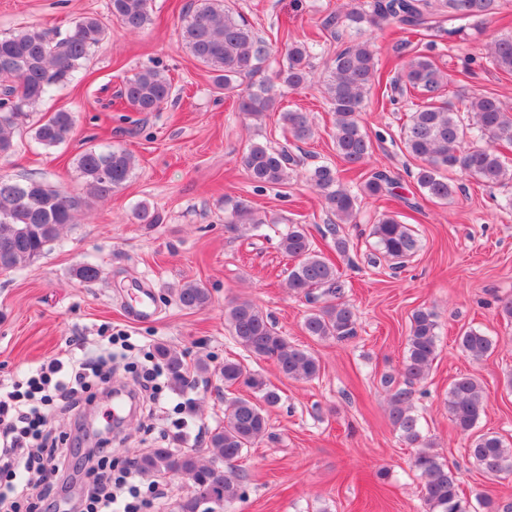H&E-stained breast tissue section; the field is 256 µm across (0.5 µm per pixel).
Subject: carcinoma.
<instances>
[{
  "instance_id": "obj_1",
  "label": "carcinoma",
  "mask_w": 512,
  "mask_h": 512,
  "mask_svg": "<svg viewBox=\"0 0 512 512\" xmlns=\"http://www.w3.org/2000/svg\"><path fill=\"white\" fill-rule=\"evenodd\" d=\"M180 26L181 43L204 67L215 74L224 90L235 94L237 109L260 123L275 111L272 81L291 90L314 82L311 46L293 41L286 46V66L273 80L243 84V78L260 71L270 56V48L255 29L224 0H191ZM500 10V0H373L371 10L354 2L330 13L322 28L334 38L343 31L354 32L353 39L336 52L324 95L334 115L336 152L346 170L362 179L360 191L382 198L393 195L395 181L382 170L370 174L362 166L372 154L373 143L361 123L373 89L380 84L376 46L372 37L361 35L371 29L395 26L416 34L436 19H470L484 22ZM111 14L130 33L151 22L150 0H111ZM108 28L98 17L79 18L62 37H53L38 24L20 27L0 36V157L15 152V134L24 127L39 104L72 81L83 69L92 51L108 36ZM484 59L512 74V36L494 38L487 44ZM450 75L427 54L403 62L400 72L382 96L394 102L416 94L420 104L401 128L405 150L420 161L412 177L421 193L431 200L448 201L457 194L456 181L444 175L455 171L489 188L512 185V167L501 159L499 147L512 146V111L494 95L473 96L457 107L442 101ZM120 96L136 112H155L173 99L172 80L156 67H146L127 79ZM281 121L295 141L313 136L312 122L299 110L281 112ZM71 112H56L34 128L35 140L44 147L67 142L74 131ZM240 162L255 188L282 185L296 172L300 160L286 147L260 142L248 143ZM82 192H70L42 180L12 179L0 176V273L22 269L41 256L45 247L59 238L62 230L77 223L91 201L111 196L123 189L136 167L134 156L110 146H94L75 159ZM305 179L336 218L327 225L336 252L344 254L348 240L340 225L355 224L358 196L340 171L329 164L305 170ZM134 217L141 224H158L159 213L146 204L136 206ZM267 219L246 203L237 202L224 215L225 228L248 234ZM376 251L401 265L419 248V239L395 213L383 214L372 227ZM279 247L296 263L288 269V288L316 305L303 321V329L318 339L348 341L357 335L356 316L344 299L343 285L336 264L313 247L301 224H290L281 233ZM178 301L189 310H200L210 302L207 288L187 282L177 291ZM224 321L233 340L257 358L272 360L280 373L297 381H312L320 372L319 360L309 351L288 341L275 323L254 303L242 300L224 308ZM460 350L473 359L484 357L493 346L490 337L477 329H467L457 337ZM438 349V322L434 312H413L407 336L403 376L408 383L426 379ZM157 356L173 381L185 382L182 355L160 346ZM224 385H243L260 395V401L247 396L224 400V425L208 435L205 450L209 456L200 462L190 451L174 455L169 448H154L136 456L133 463L144 476L180 473L191 481L193 492L182 498L178 512H216L224 504L243 497L242 479L234 462L267 434V412L280 403L278 391L257 373L236 360L226 359L218 369ZM388 400V418L408 446L416 449L413 467L423 481L427 512H471L470 501L460 493L459 480L452 468L432 451L425 441L414 410V393L401 387L391 375L382 381ZM488 406L479 382L460 376L448 391V416L455 428L470 436L469 456L495 481L512 476V445L493 432L477 433Z\"/></svg>"
}]
</instances>
